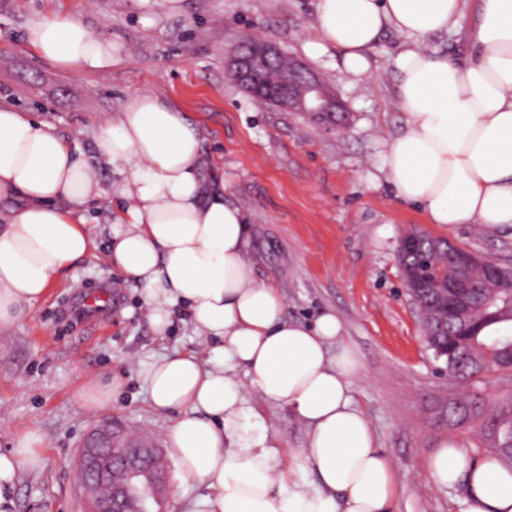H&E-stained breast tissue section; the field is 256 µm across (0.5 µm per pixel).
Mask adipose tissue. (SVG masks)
Returning a JSON list of instances; mask_svg holds the SVG:
<instances>
[{
    "mask_svg": "<svg viewBox=\"0 0 512 512\" xmlns=\"http://www.w3.org/2000/svg\"><path fill=\"white\" fill-rule=\"evenodd\" d=\"M475 18L463 60L427 51L421 37L451 31L467 6ZM312 58L338 51L349 77L373 75V49L387 28L413 36L394 59L405 128L386 155L395 195L431 224L512 228V0H316ZM37 56L80 74L112 66L111 42L79 15L52 12L27 32ZM96 153L75 154L53 128L0 106V328L32 311L73 261L94 256L83 207L104 193L107 165L122 174L124 202L105 258L136 283L147 327L161 338L177 314L211 347L202 360L176 351L142 375L153 409L174 413L166 450L185 480L208 490L205 512H389L391 460L353 402L359 366L340 345L333 313L313 323L286 318L272 284L250 271L248 216L208 187L201 137L184 112L149 93L133 95L94 131ZM285 407L309 429L307 448L281 469L249 396ZM33 432L0 452V506L19 472L41 465ZM314 471L317 480L305 479ZM437 487L464 484L466 512H512V471L443 446L428 464Z\"/></svg>",
    "mask_w": 512,
    "mask_h": 512,
    "instance_id": "adipose-tissue-1",
    "label": "adipose tissue"
}]
</instances>
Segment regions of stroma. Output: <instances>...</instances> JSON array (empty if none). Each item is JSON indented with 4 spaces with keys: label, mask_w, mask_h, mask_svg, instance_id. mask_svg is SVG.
Segmentation results:
<instances>
[{
    "label": "stroma",
    "mask_w": 512,
    "mask_h": 512,
    "mask_svg": "<svg viewBox=\"0 0 512 512\" xmlns=\"http://www.w3.org/2000/svg\"><path fill=\"white\" fill-rule=\"evenodd\" d=\"M53 10L78 14L112 42L111 69L74 75L34 54L27 31ZM314 23L315 0H183L176 14L156 0H0V105L35 113L89 155L97 123L131 95L181 108L203 137L204 179L250 215L253 277L279 289L290 319L330 312L341 322V343L359 362L355 404L399 475L391 512H466L462 487L425 482L443 445L472 448L474 425L448 423V401L464 383L427 346L397 249L402 232L416 228L507 267L512 229L430 224L420 206L396 198L385 157L403 118L391 60L410 38L387 29L374 51L378 76L353 79L335 54L308 59ZM249 34L307 62L342 104L345 125L259 103L230 80L227 54ZM174 350L210 356L182 321L166 339L151 336L139 288L104 256L67 267L0 344V449L31 431L45 442L41 467L8 492L11 512H81L73 460L93 424L111 417L161 437L164 420L141 372ZM113 379L122 387L111 404L90 409L86 396ZM256 410L282 462L307 447V427L287 408L260 402Z\"/></svg>",
    "instance_id": "35a3bbf8"
}]
</instances>
